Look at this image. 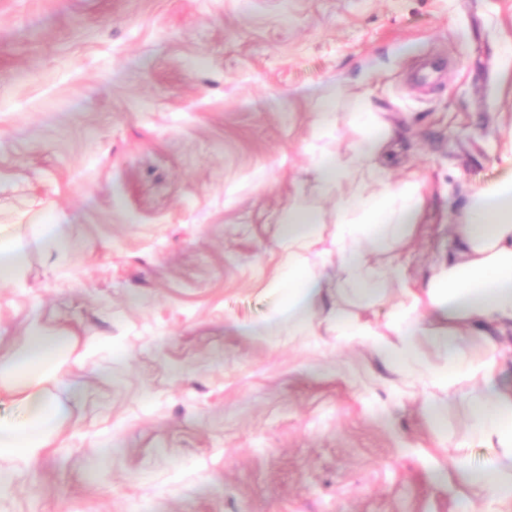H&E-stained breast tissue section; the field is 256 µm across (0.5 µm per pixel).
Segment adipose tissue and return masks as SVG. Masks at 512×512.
<instances>
[{
    "label": "adipose tissue",
    "mask_w": 512,
    "mask_h": 512,
    "mask_svg": "<svg viewBox=\"0 0 512 512\" xmlns=\"http://www.w3.org/2000/svg\"><path fill=\"white\" fill-rule=\"evenodd\" d=\"M352 124L364 129L348 159L322 155L314 166L318 181L335 192L334 238L338 261L334 274L340 287L336 300L323 302L319 277L309 271L305 249L320 241L321 217L304 199H295L281 226L289 246L288 270L280 282L288 305L282 316L305 335L320 325L334 327L337 335L363 336L378 355L405 372L418 374L440 389L442 398L426 403L434 421H444L447 398L470 403V434L464 445L483 448L479 466L460 462V481L475 492L477 512H503L512 505V387L500 386L497 371L512 335V176L477 189L449 232L455 252L447 266L422 292L403 289L400 303L383 327L361 320L360 310L378 304L386 283L398 276L392 265L371 263L366 245L391 249L410 243L421 199L414 184L394 187L380 176V159L389 140L371 112H354ZM377 184L367 192V184ZM480 339L483 353L469 357L463 345ZM65 336H48L32 328L22 347L0 356V380L22 386V420H0V453L22 459L35 457L56 433L65 409L46 395L41 385L49 380L69 349ZM428 348L442 357L441 365L426 369L420 359Z\"/></svg>",
    "instance_id": "ef3b65f1"
}]
</instances>
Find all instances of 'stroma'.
Here are the masks:
<instances>
[{"instance_id":"obj_1","label":"stroma","mask_w":512,"mask_h":512,"mask_svg":"<svg viewBox=\"0 0 512 512\" xmlns=\"http://www.w3.org/2000/svg\"><path fill=\"white\" fill-rule=\"evenodd\" d=\"M333 124L315 132L319 99ZM366 104L393 185L416 182L409 287L498 178L512 138V0H0V355L70 337L46 391L67 414L30 462L0 454V512H464L468 408L371 342L268 322L295 197L324 222L321 154ZM64 224L72 247L31 230ZM20 243L9 236L6 225L0 226V287L16 286L21 281L22 263L18 259L1 260V255L19 253Z\"/></svg>"}]
</instances>
